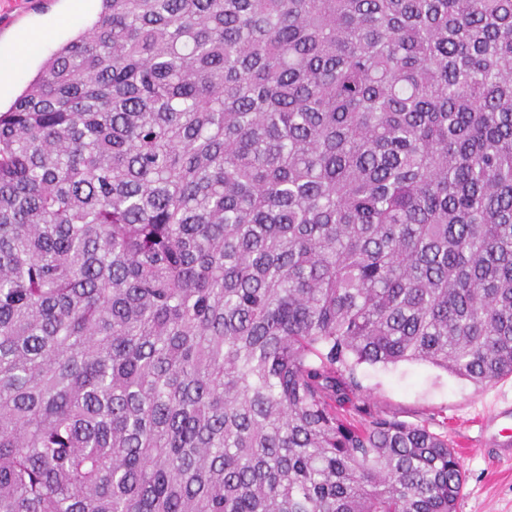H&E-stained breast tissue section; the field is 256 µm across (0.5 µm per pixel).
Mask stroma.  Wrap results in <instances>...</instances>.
I'll list each match as a JSON object with an SVG mask.
<instances>
[{
	"mask_svg": "<svg viewBox=\"0 0 512 512\" xmlns=\"http://www.w3.org/2000/svg\"><path fill=\"white\" fill-rule=\"evenodd\" d=\"M94 12L74 15L68 0H0V52L25 31L48 40L12 79L8 110L63 42L91 26ZM358 377L372 409L409 423L429 422L456 450L464 483L456 512H512V377L478 386L426 363L361 365Z\"/></svg>",
	"mask_w": 512,
	"mask_h": 512,
	"instance_id": "35a3bbf8",
	"label": "stroma"
}]
</instances>
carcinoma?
<instances>
[{
	"instance_id": "carcinoma-1",
	"label": "carcinoma",
	"mask_w": 512,
	"mask_h": 512,
	"mask_svg": "<svg viewBox=\"0 0 512 512\" xmlns=\"http://www.w3.org/2000/svg\"><path fill=\"white\" fill-rule=\"evenodd\" d=\"M0 112V512H456L363 363L512 375V0H101Z\"/></svg>"
}]
</instances>
